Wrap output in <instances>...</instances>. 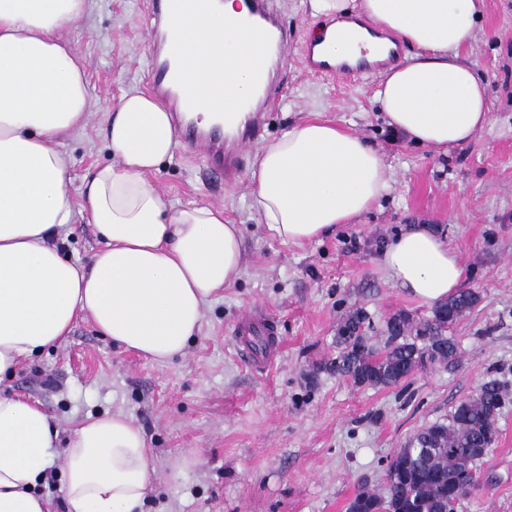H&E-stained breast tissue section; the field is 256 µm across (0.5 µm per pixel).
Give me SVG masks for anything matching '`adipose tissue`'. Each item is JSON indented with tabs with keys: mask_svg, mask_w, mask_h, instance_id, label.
Listing matches in <instances>:
<instances>
[{
	"mask_svg": "<svg viewBox=\"0 0 512 512\" xmlns=\"http://www.w3.org/2000/svg\"><path fill=\"white\" fill-rule=\"evenodd\" d=\"M242 0H223L214 51L185 64L214 92L195 117L255 91L251 59L261 37L240 34ZM330 18V51L352 65L387 57L391 42L345 14L365 15L414 48L375 93L390 129L416 145L448 150L489 123V80L459 60L475 36L483 0H310ZM88 0H0V381L89 317L113 343L164 363L203 328V311L239 277L243 234L223 208L175 206L150 175L176 136L151 96L125 93L104 118L112 154L70 190L64 137L88 123L92 103L81 56L66 31ZM252 206L269 237L311 242L356 222L391 186L384 154L320 117L288 126L255 156ZM85 213L103 247L89 263L64 257L57 239ZM388 277L417 300L454 295L464 267L428 225L405 226L382 249ZM58 478L66 512H142L152 482L142 429L126 414L87 415L61 433L37 402L0 393V512H50L42 484Z\"/></svg>",
	"mask_w": 512,
	"mask_h": 512,
	"instance_id": "1",
	"label": "adipose tissue"
}]
</instances>
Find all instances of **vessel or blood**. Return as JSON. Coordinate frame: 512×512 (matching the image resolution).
<instances>
[{
	"label": "vessel or blood",
	"mask_w": 512,
	"mask_h": 512,
	"mask_svg": "<svg viewBox=\"0 0 512 512\" xmlns=\"http://www.w3.org/2000/svg\"><path fill=\"white\" fill-rule=\"evenodd\" d=\"M148 19L157 49L150 60L151 86L165 101L175 118V131L188 152L203 151L208 163L223 174L225 184H235L241 172L239 153L247 139L258 134L264 114L277 100L278 71L274 58L288 46L286 31L280 24L271 0H244L237 28L244 33L261 34L266 42L263 52L253 59L257 94L240 100L222 124L201 131L185 121V113L195 111L209 94L206 78L191 73L182 63L195 44L191 40L193 24L204 19L213 26L222 22L221 0H210L200 8L197 0H150ZM304 66L315 74L341 76L348 69L318 56L307 47ZM239 353L253 369L267 370L276 356L277 326L267 316H245L236 328Z\"/></svg>",
	"instance_id": "1"
}]
</instances>
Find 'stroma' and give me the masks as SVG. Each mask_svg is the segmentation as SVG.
<instances>
[{
	"label": "stroma",
	"instance_id": "35a3bbf8",
	"mask_svg": "<svg viewBox=\"0 0 512 512\" xmlns=\"http://www.w3.org/2000/svg\"><path fill=\"white\" fill-rule=\"evenodd\" d=\"M147 7L146 0H90L67 34L93 103L86 127L64 144L71 191L111 159L101 136L105 109L129 90L149 89ZM276 9L288 32L278 60L284 89L263 133L243 149L239 181L225 185L203 155H186L179 145L151 175L176 205L223 207L225 220L243 231L246 264L205 309L200 336L183 355L158 364L112 344L81 317L0 390L40 401L64 432L90 414L130 415L154 470L144 512H348L360 486L383 490L388 463L421 427L446 419L494 377L509 392L498 440L454 512H512V0H484L475 38L460 51L490 80V123L445 153L395 135L374 100L383 72L410 62L407 44L347 78L311 75L302 53L322 18L309 0H277ZM312 113L385 154L391 187L358 223L284 245L251 207V166L262 144ZM408 224L429 225L458 250L462 286L480 300L450 327L460 351L454 369L421 370L389 387L358 386L326 368L348 315L365 310L366 334L380 345L394 314L422 320L433 311L378 263L386 242ZM100 247L93 225L76 213L64 256L85 263ZM256 310L275 320L281 342L263 373L236 351L235 327Z\"/></svg>",
	"mask_w": 512,
	"mask_h": 512
}]
</instances>
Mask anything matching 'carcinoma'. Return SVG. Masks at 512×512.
Masks as SVG:
<instances>
[{"label": "carcinoma", "mask_w": 512, "mask_h": 512, "mask_svg": "<svg viewBox=\"0 0 512 512\" xmlns=\"http://www.w3.org/2000/svg\"><path fill=\"white\" fill-rule=\"evenodd\" d=\"M478 301V293L462 291L416 324L397 314L386 321L381 348L366 336L370 318L357 309L338 329L336 357L326 368L372 387L396 385L422 368L452 369L459 361L458 345L448 329ZM505 399L504 386L490 380L448 419L419 429L390 460L385 494L360 486L350 512H454L455 502L476 485V461L497 441V416Z\"/></svg>", "instance_id": "cac0c4a2"}]
</instances>
